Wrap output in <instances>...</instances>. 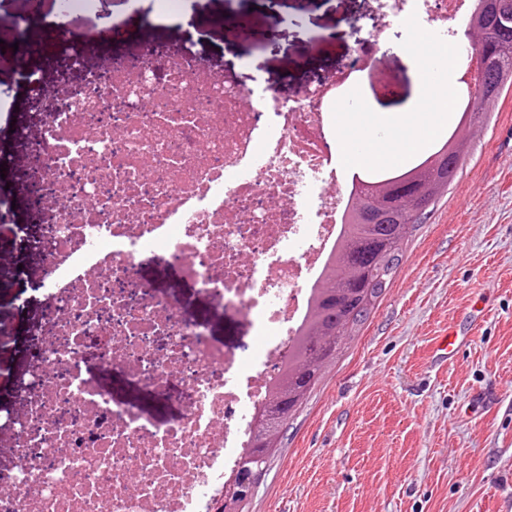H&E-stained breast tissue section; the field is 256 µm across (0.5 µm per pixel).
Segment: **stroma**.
I'll return each instance as SVG.
<instances>
[{
  "label": "stroma",
  "instance_id": "1",
  "mask_svg": "<svg viewBox=\"0 0 512 512\" xmlns=\"http://www.w3.org/2000/svg\"><path fill=\"white\" fill-rule=\"evenodd\" d=\"M368 0H190L198 33L194 52L215 73L227 53L280 96L344 66L350 22ZM247 13L252 35L235 38L219 17ZM149 36L163 55L183 51L176 27L151 7L99 0L75 15L69 32L90 41V67L104 65L113 23ZM406 37L393 22L380 38L390 94L359 89L379 111H404L419 93L410 63L393 46ZM47 87L33 95L14 69L0 67V99L15 117L0 118V156L21 195L0 222V261L20 262L32 276L40 252L16 251L14 228L38 236L48 217L23 197L37 177L38 156L19 148L11 122L37 133L75 79L59 63L31 59ZM41 318L29 280H0V334L11 361L0 367V405L18 403L14 379L36 352L28 325ZM454 335L451 354L438 342ZM246 512H512V90L504 92L480 136L471 139L461 173L423 224L417 225L390 285L366 323L280 436Z\"/></svg>",
  "mask_w": 512,
  "mask_h": 512
}]
</instances>
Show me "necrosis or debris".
Instances as JSON below:
<instances>
[{
    "label": "necrosis or debris",
    "mask_w": 512,
    "mask_h": 512,
    "mask_svg": "<svg viewBox=\"0 0 512 512\" xmlns=\"http://www.w3.org/2000/svg\"><path fill=\"white\" fill-rule=\"evenodd\" d=\"M366 41L416 14L453 39L474 0H369ZM193 53L173 60L138 38L110 81L87 77L85 99L117 122L50 113L18 138L42 161L34 189L43 225L36 362L15 380L18 406L0 407V512H215L227 472L303 323L310 290L344 230L353 180L336 160L333 106L369 67L352 53L342 79L281 98L194 87ZM158 263L207 295L213 310L253 331L227 348L143 269ZM165 401L190 396L158 421L113 396L100 367Z\"/></svg>",
    "instance_id": "1"
}]
</instances>
